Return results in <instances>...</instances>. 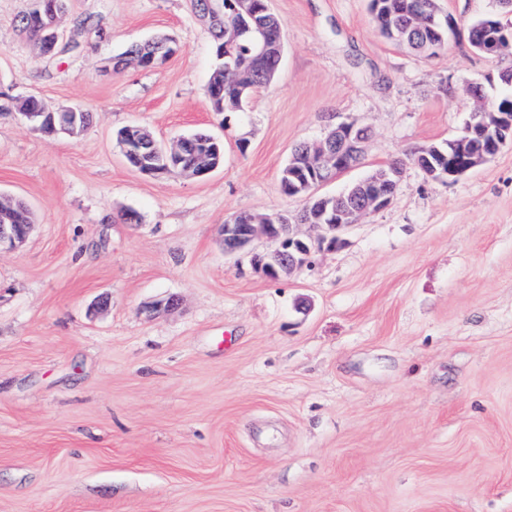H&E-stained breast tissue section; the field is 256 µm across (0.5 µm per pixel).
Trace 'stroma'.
<instances>
[{
  "instance_id": "35a3bbf8",
  "label": "stroma",
  "mask_w": 512,
  "mask_h": 512,
  "mask_svg": "<svg viewBox=\"0 0 512 512\" xmlns=\"http://www.w3.org/2000/svg\"><path fill=\"white\" fill-rule=\"evenodd\" d=\"M490 3L437 0L457 28L423 56L378 34L369 0H270L278 76L217 114L190 0H67L81 47L53 56L15 28L30 0H0V91L90 115L76 138L0 115V194L35 217L0 252V512H512V144L456 181L406 166L388 207L277 279L252 264L265 240L228 255L219 234L239 211L297 213L280 171L336 122L371 137L327 194L458 134L467 84L512 67L469 45ZM79 15L107 38L76 35ZM158 34L180 52L107 70ZM130 125L210 131L224 161L141 174L116 141Z\"/></svg>"
}]
</instances>
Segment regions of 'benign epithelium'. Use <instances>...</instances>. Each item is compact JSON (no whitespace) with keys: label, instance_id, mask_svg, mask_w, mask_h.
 Masks as SVG:
<instances>
[{"label":"benign epithelium","instance_id":"benign-epithelium-1","mask_svg":"<svg viewBox=\"0 0 512 512\" xmlns=\"http://www.w3.org/2000/svg\"><path fill=\"white\" fill-rule=\"evenodd\" d=\"M65 11V0H31L27 22L37 32V45L44 55H50L59 45L58 20ZM236 21L224 29V38L236 42L248 40L253 49L263 53L267 50L264 28L258 15L269 12L268 0H237L233 5ZM485 51L494 56L512 51V24L501 19L495 12L488 13L485 21ZM180 50L172 37L162 36L146 41L143 51L129 56V61L142 67H152L175 55ZM467 92L477 101L478 106L470 113L460 132L448 142V154L437 167L427 163L425 152L417 151L411 165L419 168L434 181H456L486 161L488 155L473 148L471 134L480 133L492 145L498 147L504 141L512 140V111H507L497 98H490L470 82ZM0 110H17L18 114L36 130L48 134L64 133L71 136L80 134L89 122V114L79 108L67 107L56 111L48 109L26 111L22 104L29 97H11L0 94ZM369 139V129L355 121L339 122L325 132L322 138L304 142L295 151L304 155L302 166L309 169L310 182L321 187L360 165L364 145ZM187 138L181 137L175 145L152 141L147 160L138 170L149 176L178 173L184 177L203 179L218 168V165L201 163L197 166L181 165L182 149ZM403 167L394 166L373 172L359 180L349 190L354 199V208H348L344 195L326 194L321 196V205L311 225L321 230L317 245L334 248L342 243V235L359 219L370 213L386 208L392 201L393 190L401 180ZM241 216L233 214L220 225L224 241V252L234 253L248 247L256 238L264 237L272 249L254 257L255 265L266 276L278 278L307 263L312 244L298 237L294 225L283 223L276 214L266 215L248 224L240 223ZM32 229L30 224H0V249H17L27 240Z\"/></svg>","mask_w":512,"mask_h":512}]
</instances>
